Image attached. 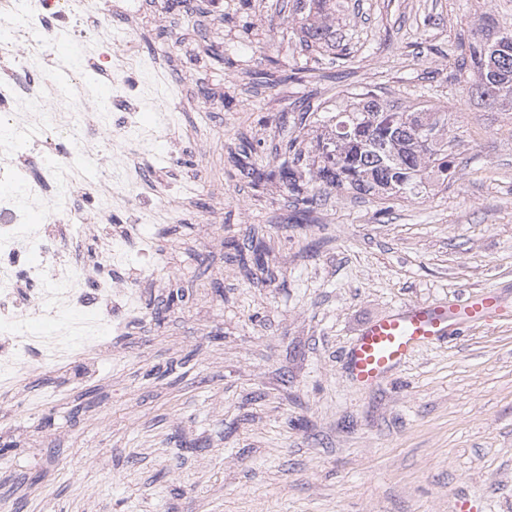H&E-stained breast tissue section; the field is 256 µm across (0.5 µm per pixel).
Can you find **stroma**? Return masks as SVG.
<instances>
[{"label":"stroma","instance_id":"1","mask_svg":"<svg viewBox=\"0 0 512 512\" xmlns=\"http://www.w3.org/2000/svg\"><path fill=\"white\" fill-rule=\"evenodd\" d=\"M340 2L336 31L362 51L273 87L232 66L268 69L271 45L291 59L283 0H156L133 33L113 19L114 42L136 37L164 64L141 98L181 97L179 147L138 151L155 223L116 214L128 268L160 265L113 312L111 357L39 367L0 398L12 512H512V319L454 332L370 392L343 369L357 330L393 306L492 288L512 305V119L435 55L482 13L511 26L512 0ZM353 86L398 106L426 87L447 99L456 174L408 200L328 190L296 221L287 186L253 183L241 146L259 168L294 137L315 156L299 99L340 108ZM256 246L262 266L243 268ZM102 249H69L86 292L127 274L101 267Z\"/></svg>","mask_w":512,"mask_h":512}]
</instances>
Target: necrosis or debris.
Wrapping results in <instances>:
<instances>
[{"instance_id":"obj_1","label":"necrosis or debris","mask_w":512,"mask_h":512,"mask_svg":"<svg viewBox=\"0 0 512 512\" xmlns=\"http://www.w3.org/2000/svg\"><path fill=\"white\" fill-rule=\"evenodd\" d=\"M120 16L131 29H138L141 14L129 0H0V395L13 394L18 382L38 367L60 366L91 352L103 353L105 335L112 330V311L126 307L137 276L125 282H101L94 299L101 311V328L93 330L64 321L66 310L87 301L83 274L67 270L62 256L69 241L92 234L106 240L102 260L111 265V243L121 240L112 229L105 205L133 209L141 198L135 179L136 167L130 147L170 137L177 123L174 112L162 109L157 123L140 127L134 120L139 99L134 92L140 77L158 70L156 59L141 56L136 40L112 47L102 22ZM92 38L99 47L97 58L86 59L89 67L105 66L120 74L112 96L111 121L95 120L97 102L72 107L61 100L53 76L57 69L51 42L59 33ZM95 133L101 148L96 175L85 180L81 190L93 224L73 223L69 208V153L63 146H50V134ZM42 158L39 177L26 175L32 155ZM42 209L53 218L49 224H32L30 210ZM67 233H60V224ZM38 285L37 293L23 295L22 283ZM60 323L49 336L28 332L33 318Z\"/></svg>"}]
</instances>
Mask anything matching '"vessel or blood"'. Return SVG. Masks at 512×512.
<instances>
[{"instance_id":"b4317fda","label":"vessel or blood","mask_w":512,"mask_h":512,"mask_svg":"<svg viewBox=\"0 0 512 512\" xmlns=\"http://www.w3.org/2000/svg\"><path fill=\"white\" fill-rule=\"evenodd\" d=\"M63 97H106L105 84L74 88L69 73L57 74ZM512 316L500 294L486 290L464 299L445 302H408L397 305L364 323L347 350L345 366L362 389H375L388 382L398 370L422 350L447 340L461 327L491 324Z\"/></svg>"}]
</instances>
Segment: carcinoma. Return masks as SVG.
<instances>
[{
	"mask_svg": "<svg viewBox=\"0 0 512 512\" xmlns=\"http://www.w3.org/2000/svg\"><path fill=\"white\" fill-rule=\"evenodd\" d=\"M289 16L298 27L292 35L302 58H292L285 79L301 82L325 57L331 63L350 61L354 50L336 39V0H290ZM462 60L458 80L471 96L499 112H512V27L502 28L485 13L467 41L457 47ZM325 132L319 155L309 167L311 187L297 183L294 166L303 158L294 152L270 170L249 167L257 183L279 178L288 193L301 197L304 211L320 202L327 188L408 199L430 188L448 186L454 177L448 106L429 100L400 107L364 86L349 92L344 109L320 108Z\"/></svg>",
	"mask_w": 512,
	"mask_h": 512,
	"instance_id": "1",
	"label": "carcinoma"
}]
</instances>
